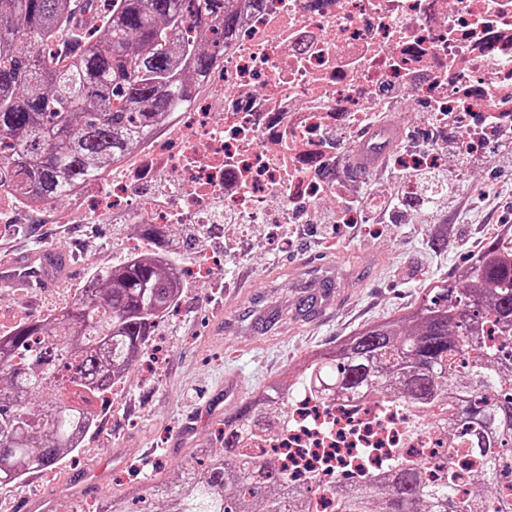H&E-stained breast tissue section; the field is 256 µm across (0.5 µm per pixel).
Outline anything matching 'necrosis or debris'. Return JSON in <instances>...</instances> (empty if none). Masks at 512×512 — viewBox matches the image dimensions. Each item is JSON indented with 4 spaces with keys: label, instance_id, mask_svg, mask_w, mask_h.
I'll return each instance as SVG.
<instances>
[{
    "label": "necrosis or debris",
    "instance_id": "necrosis-or-debris-1",
    "mask_svg": "<svg viewBox=\"0 0 512 512\" xmlns=\"http://www.w3.org/2000/svg\"><path fill=\"white\" fill-rule=\"evenodd\" d=\"M378 123L418 126L399 152L400 175L432 157L451 131L480 151L512 127V0H263L243 8L224 60L197 102L171 116L116 163L109 180L77 196L81 220L220 224L242 235L306 224L320 211L360 224L329 188L336 156ZM408 414L373 400L324 403L297 395L288 434L274 441L293 479L327 481L389 466L388 449L418 455L440 435L410 433Z\"/></svg>",
    "mask_w": 512,
    "mask_h": 512
}]
</instances>
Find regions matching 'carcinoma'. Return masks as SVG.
Returning <instances> with one entry per match:
<instances>
[{"label":"carcinoma","instance_id":"carcinoma-1","mask_svg":"<svg viewBox=\"0 0 512 512\" xmlns=\"http://www.w3.org/2000/svg\"><path fill=\"white\" fill-rule=\"evenodd\" d=\"M0 0V195L39 210L80 192L179 111L224 53L229 0ZM152 243L90 271L78 295L0 335V487L57 466L96 427L92 403L140 362L183 281L154 224ZM369 397L440 422L445 446L419 459L395 449L383 471L296 486L270 448L288 431L294 394ZM221 448L149 484L112 495L157 496L164 512H311L323 492L336 512H512L498 491L512 476V240L473 254L396 318L369 323L307 353L224 416ZM480 469L459 495L463 467Z\"/></svg>","mask_w":512,"mask_h":512}]
</instances>
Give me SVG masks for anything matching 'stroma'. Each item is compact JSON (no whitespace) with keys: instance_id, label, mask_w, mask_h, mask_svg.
I'll use <instances>...</instances> for the list:
<instances>
[{"instance_id":"1","label":"stroma","mask_w":512,"mask_h":512,"mask_svg":"<svg viewBox=\"0 0 512 512\" xmlns=\"http://www.w3.org/2000/svg\"><path fill=\"white\" fill-rule=\"evenodd\" d=\"M479 178L461 184L458 201L424 224L379 222L343 229L336 248L313 236L280 251L264 243V229L232 249L212 246L209 280L189 278L174 310L158 319L144 357L155 365L151 376L134 367L107 407L97 408V427L78 453L65 458L54 476L35 475L0 488V512H29L48 501L49 512H70L68 489L83 502L111 500L114 478L139 472L150 480L156 462L184 463L191 449L216 446L218 425L269 378L292 371L308 351L349 335L367 323L409 306L421 288L449 280L482 245L494 239L496 226L512 224V169L504 168L499 146H491L473 164ZM33 224L30 233L17 232ZM135 224H47L27 213L0 223V258L50 248L66 255L73 274L46 296L0 288V333L18 323L46 316L69 301L92 268L125 257ZM333 263L339 307L327 320L310 324L297 318L303 297L292 275L305 262ZM273 309L272 319L254 322L255 307ZM240 321L236 336L226 337L224 321ZM103 470L106 480L91 488L85 473ZM75 494V495H76Z\"/></svg>"}]
</instances>
